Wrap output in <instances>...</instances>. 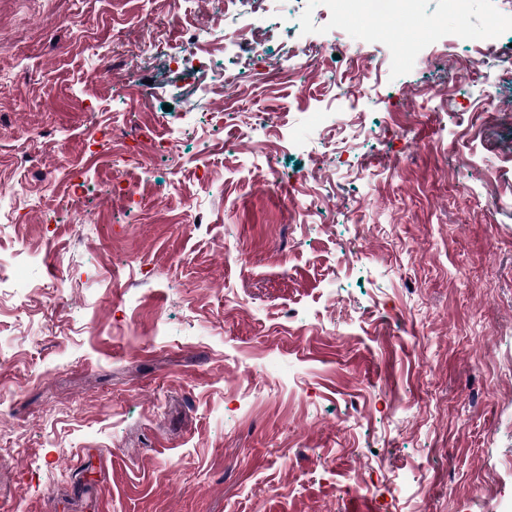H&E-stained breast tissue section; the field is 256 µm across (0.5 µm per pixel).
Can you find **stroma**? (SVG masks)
Wrapping results in <instances>:
<instances>
[{"mask_svg": "<svg viewBox=\"0 0 512 512\" xmlns=\"http://www.w3.org/2000/svg\"><path fill=\"white\" fill-rule=\"evenodd\" d=\"M370 11L0 0V512H512V0Z\"/></svg>", "mask_w": 512, "mask_h": 512, "instance_id": "stroma-1", "label": "stroma"}]
</instances>
